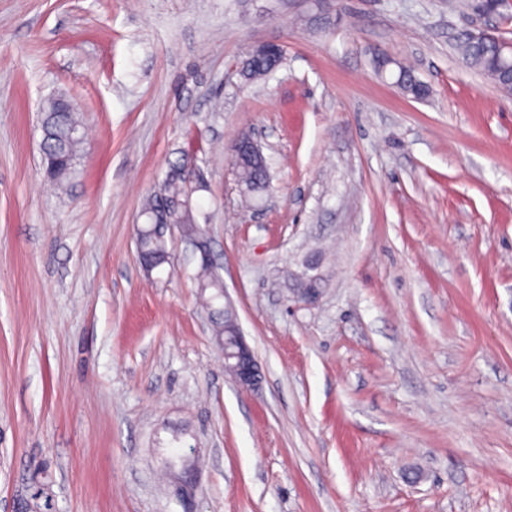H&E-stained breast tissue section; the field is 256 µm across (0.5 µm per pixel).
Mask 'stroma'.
<instances>
[{"label":"stroma","mask_w":512,"mask_h":512,"mask_svg":"<svg viewBox=\"0 0 512 512\" xmlns=\"http://www.w3.org/2000/svg\"><path fill=\"white\" fill-rule=\"evenodd\" d=\"M460 2L0 0V512L36 461L55 512H183L176 432L196 512H512V96L450 48L466 26L512 40V7ZM262 42L285 60L244 81ZM61 94L87 130L62 187L39 150ZM245 133L261 210L231 164ZM184 151L256 392L224 370L179 235L139 262L133 226ZM396 65L398 68V87L403 94L417 100L429 95V87L417 78L410 67L400 62ZM173 495L181 503L184 512H194V488L197 483V474L192 468H185L177 474L172 481Z\"/></svg>","instance_id":"35a3bbf8"}]
</instances>
